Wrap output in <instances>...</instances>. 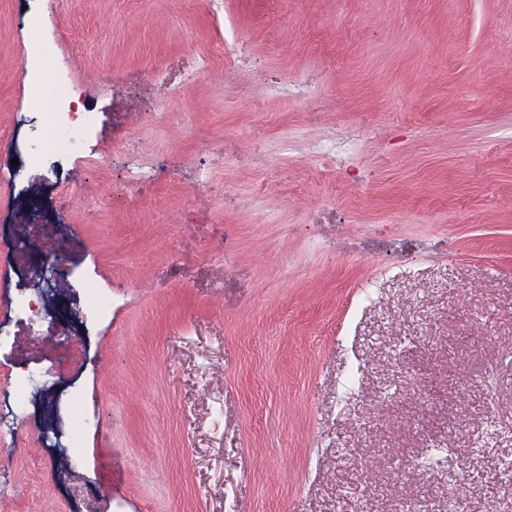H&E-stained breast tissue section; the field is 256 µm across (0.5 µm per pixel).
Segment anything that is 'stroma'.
Segmentation results:
<instances>
[{
	"mask_svg": "<svg viewBox=\"0 0 512 512\" xmlns=\"http://www.w3.org/2000/svg\"><path fill=\"white\" fill-rule=\"evenodd\" d=\"M36 37L96 115L37 172ZM8 156L0 225L65 241L66 303H114L81 378L108 442L33 476L0 449V512L512 505V0H0ZM43 331L0 364L43 363Z\"/></svg>",
	"mask_w": 512,
	"mask_h": 512,
	"instance_id": "obj_1",
	"label": "stroma"
}]
</instances>
